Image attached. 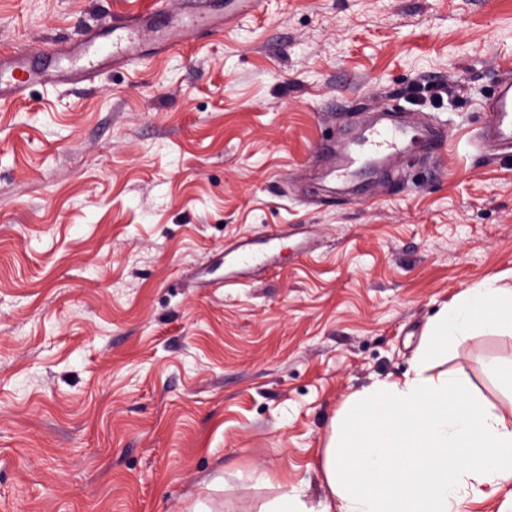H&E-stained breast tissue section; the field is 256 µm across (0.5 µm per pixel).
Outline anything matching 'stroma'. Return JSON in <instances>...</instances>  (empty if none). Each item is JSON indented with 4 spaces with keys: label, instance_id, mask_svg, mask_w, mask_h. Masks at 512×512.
<instances>
[{
    "label": "stroma",
    "instance_id": "stroma-1",
    "mask_svg": "<svg viewBox=\"0 0 512 512\" xmlns=\"http://www.w3.org/2000/svg\"><path fill=\"white\" fill-rule=\"evenodd\" d=\"M148 2L0 0V58L110 44ZM133 50L0 106V512L318 502L347 397L402 377L465 288L512 286V153L477 146L512 0H261ZM390 106L431 144L345 190L320 143ZM247 238L276 262L235 281ZM491 358L512 339L447 368L503 400Z\"/></svg>",
    "mask_w": 512,
    "mask_h": 512
}]
</instances>
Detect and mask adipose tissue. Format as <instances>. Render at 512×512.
Wrapping results in <instances>:
<instances>
[{
	"instance_id": "obj_1",
	"label": "adipose tissue",
	"mask_w": 512,
	"mask_h": 512,
	"mask_svg": "<svg viewBox=\"0 0 512 512\" xmlns=\"http://www.w3.org/2000/svg\"><path fill=\"white\" fill-rule=\"evenodd\" d=\"M483 329L512 337V288L493 278L427 325L403 377L347 398L320 462L324 500L310 507L294 490L266 512H466L511 485L512 400L495 403L443 367Z\"/></svg>"
}]
</instances>
